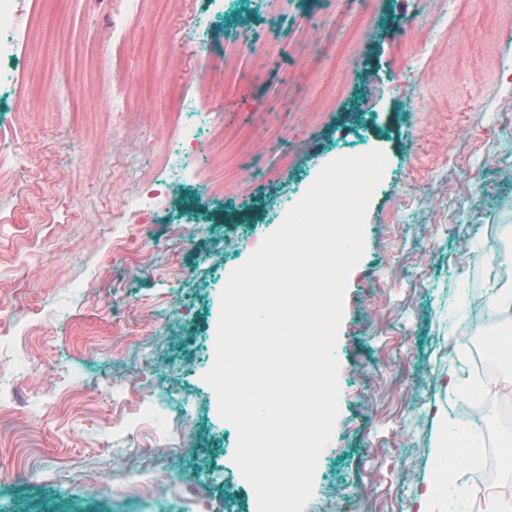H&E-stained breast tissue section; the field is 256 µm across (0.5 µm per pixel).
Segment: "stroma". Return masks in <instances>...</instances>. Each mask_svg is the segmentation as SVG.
I'll return each mask as SVG.
<instances>
[{
	"label": "stroma",
	"instance_id": "obj_1",
	"mask_svg": "<svg viewBox=\"0 0 512 512\" xmlns=\"http://www.w3.org/2000/svg\"><path fill=\"white\" fill-rule=\"evenodd\" d=\"M336 8L172 0L165 32L150 11L133 22L157 61L144 92L138 53L112 44V0H27L42 29L0 60V125L22 155L0 181V512H251L204 379L222 292L327 164L374 149L387 165L303 512H423L440 422L479 448L512 436L496 411L462 413L465 336L512 335V313L483 321L471 296L512 246V0H369L370 38L348 28L315 50L312 20ZM120 91L134 113L111 111ZM177 111L198 150L229 130L264 169L228 154L183 173ZM147 189L150 210L130 212ZM160 385L173 418L155 412ZM493 502L512 505V481L461 463L435 512Z\"/></svg>",
	"mask_w": 512,
	"mask_h": 512
}]
</instances>
